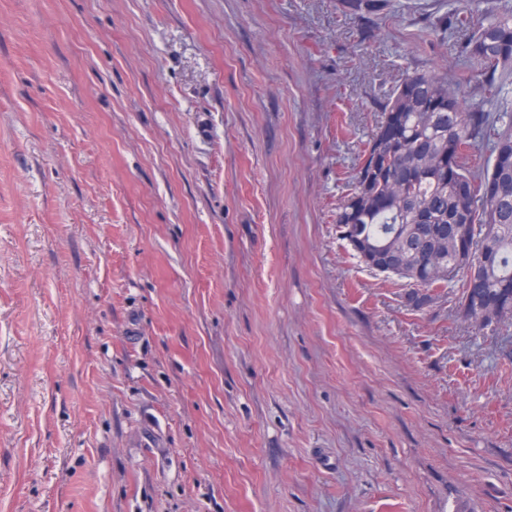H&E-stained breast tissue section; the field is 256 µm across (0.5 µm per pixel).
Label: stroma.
<instances>
[{
    "instance_id": "1",
    "label": "stroma",
    "mask_w": 512,
    "mask_h": 512,
    "mask_svg": "<svg viewBox=\"0 0 512 512\" xmlns=\"http://www.w3.org/2000/svg\"><path fill=\"white\" fill-rule=\"evenodd\" d=\"M422 2L0 0V512H512V319L335 225ZM338 6L345 17L370 18L388 12L395 4L392 0H338Z\"/></svg>"
}]
</instances>
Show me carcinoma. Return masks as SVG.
Returning a JSON list of instances; mask_svg holds the SVG:
<instances>
[{
  "label": "carcinoma",
  "mask_w": 512,
  "mask_h": 512,
  "mask_svg": "<svg viewBox=\"0 0 512 512\" xmlns=\"http://www.w3.org/2000/svg\"><path fill=\"white\" fill-rule=\"evenodd\" d=\"M349 18L378 17L393 0H338ZM443 28L467 33L482 103L432 73L406 76L387 97L348 192L336 207L343 240L365 243L416 307L465 277L459 303L480 327L512 318V8H448ZM488 151L487 165L474 163Z\"/></svg>",
  "instance_id": "obj_1"
}]
</instances>
